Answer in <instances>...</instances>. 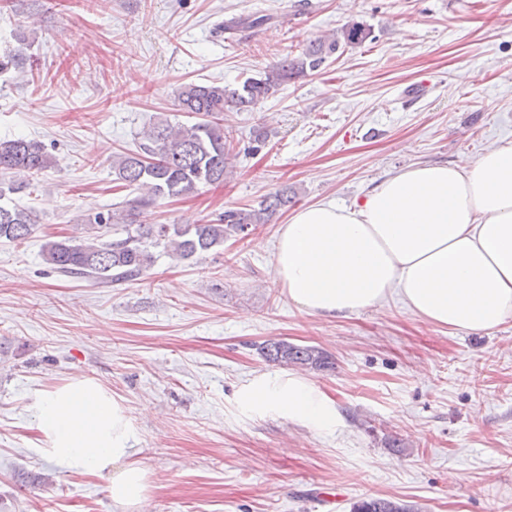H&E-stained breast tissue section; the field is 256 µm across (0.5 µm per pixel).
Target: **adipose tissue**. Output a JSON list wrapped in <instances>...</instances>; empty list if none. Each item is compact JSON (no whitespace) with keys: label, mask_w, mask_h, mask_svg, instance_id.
I'll list each match as a JSON object with an SVG mask.
<instances>
[{"label":"adipose tissue","mask_w":512,"mask_h":512,"mask_svg":"<svg viewBox=\"0 0 512 512\" xmlns=\"http://www.w3.org/2000/svg\"><path fill=\"white\" fill-rule=\"evenodd\" d=\"M274 275L312 315H353L399 294L432 325L486 331L512 317V143L463 164L416 163L350 206L323 200L278 230ZM249 412L318 430L336 411L307 377L260 374L238 394ZM43 452L71 474L108 473L112 503L143 512L148 470L134 460L125 407L90 377L30 405Z\"/></svg>","instance_id":"obj_1"}]
</instances>
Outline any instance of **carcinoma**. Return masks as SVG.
Segmentation results:
<instances>
[{"instance_id": "cac0c4a2", "label": "carcinoma", "mask_w": 512, "mask_h": 512, "mask_svg": "<svg viewBox=\"0 0 512 512\" xmlns=\"http://www.w3.org/2000/svg\"><path fill=\"white\" fill-rule=\"evenodd\" d=\"M266 15L233 17L224 29L258 27ZM371 29L358 21L347 22L330 38L310 42L302 52L285 57L256 76L235 86L181 85L175 94L178 110L201 116L191 125L156 121L142 131L139 150L114 156L113 173L124 186L139 191L126 201L120 212L107 211L94 218L97 230L83 240L64 237L44 246L47 264L61 273L92 278L101 284L122 282L143 276L155 262L153 249L189 260L224 246L231 237H247L257 224L269 223L288 207L295 192L284 186L264 197L258 207L226 210L206 224H138L136 216L161 199L188 198L206 186L224 183L229 173L230 143L224 130V113L249 111L275 95L295 79L317 72L342 47L364 43ZM22 52L0 56V73L23 67ZM52 166L44 145L35 140H0V173L12 175L0 186V241L22 243L36 230L37 219L30 211L7 201V195L32 185L35 176ZM114 238H106L107 234ZM260 351L264 358L280 366L333 368L327 352L284 340H268ZM352 512H413L411 506L392 498H368L354 503Z\"/></svg>"}]
</instances>
